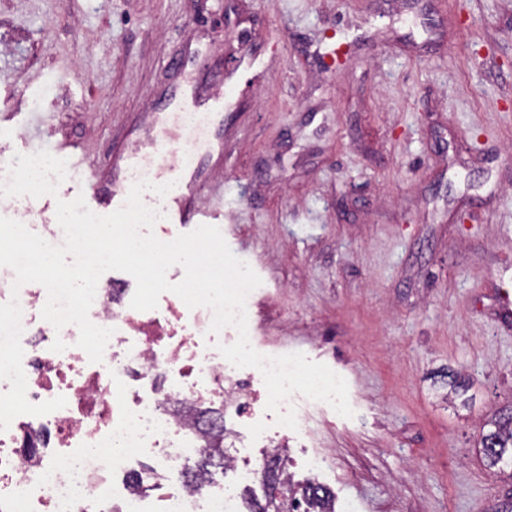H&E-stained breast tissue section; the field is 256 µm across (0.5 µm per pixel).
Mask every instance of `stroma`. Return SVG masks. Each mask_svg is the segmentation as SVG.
<instances>
[{
  "label": "stroma",
  "instance_id": "obj_1",
  "mask_svg": "<svg viewBox=\"0 0 512 512\" xmlns=\"http://www.w3.org/2000/svg\"><path fill=\"white\" fill-rule=\"evenodd\" d=\"M226 85L180 145L262 280L256 344L347 383L353 417L296 405L337 512H504L512 0H0V167L75 143L112 184L173 94ZM82 181L0 215L55 221ZM494 430L483 436V452L490 466H495L505 458L512 461V409L492 421Z\"/></svg>",
  "mask_w": 512,
  "mask_h": 512
}]
</instances>
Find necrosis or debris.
<instances>
[{"mask_svg":"<svg viewBox=\"0 0 512 512\" xmlns=\"http://www.w3.org/2000/svg\"><path fill=\"white\" fill-rule=\"evenodd\" d=\"M14 280L0 267V297L17 293L22 309L26 397L67 404L0 431V512H244L227 482L193 479L191 463L212 436L205 410L243 420L224 468L247 483L282 455L274 440L288 429L266 434L272 413L253 389L263 376L213 348L212 310L176 297L139 311L117 304L111 280L100 279L89 318L112 335L93 363L76 325L58 329L43 318L46 289L17 290Z\"/></svg>","mask_w":512,"mask_h":512,"instance_id":"necrosis-or-debris-1","label":"necrosis or debris"}]
</instances>
